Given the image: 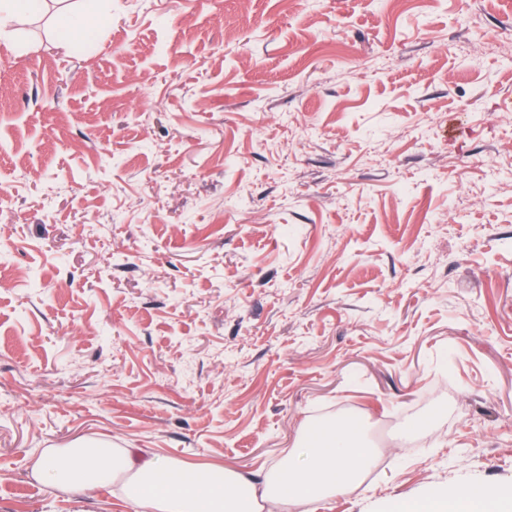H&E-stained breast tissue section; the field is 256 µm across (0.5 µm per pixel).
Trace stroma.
Wrapping results in <instances>:
<instances>
[{
    "mask_svg": "<svg viewBox=\"0 0 512 512\" xmlns=\"http://www.w3.org/2000/svg\"><path fill=\"white\" fill-rule=\"evenodd\" d=\"M0 38V512H132L77 440L264 481L351 416L294 512L512 493V0H80ZM58 19L64 30V39L61 45L67 48L71 42L75 41V38L85 32L86 21H84L83 14L71 11L68 8L59 10Z\"/></svg>",
    "mask_w": 512,
    "mask_h": 512,
    "instance_id": "35a3bbf8",
    "label": "stroma"
}]
</instances>
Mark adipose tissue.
<instances>
[{"label":"adipose tissue","instance_id":"1","mask_svg":"<svg viewBox=\"0 0 512 512\" xmlns=\"http://www.w3.org/2000/svg\"><path fill=\"white\" fill-rule=\"evenodd\" d=\"M374 462V451L357 427L341 422L318 429L281 467L279 483L253 487L224 468L195 472L142 448H109L77 441L53 448L36 462L34 479L62 492L91 491L125 478V499L135 512H242L240 492L252 487V504L276 501L279 512L349 489ZM390 512H505L488 491H459L395 502Z\"/></svg>","mask_w":512,"mask_h":512}]
</instances>
